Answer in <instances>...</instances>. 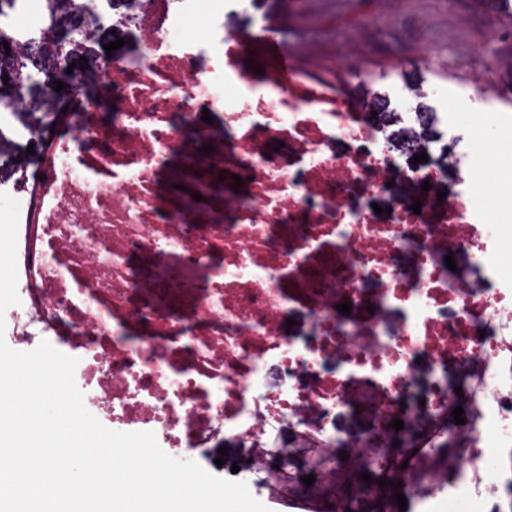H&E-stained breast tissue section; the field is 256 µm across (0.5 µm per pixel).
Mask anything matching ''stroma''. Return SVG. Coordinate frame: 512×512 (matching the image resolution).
<instances>
[{"mask_svg": "<svg viewBox=\"0 0 512 512\" xmlns=\"http://www.w3.org/2000/svg\"><path fill=\"white\" fill-rule=\"evenodd\" d=\"M302 9L321 19L311 33L314 48L303 58L309 70L319 69L328 49L322 37L331 34L337 52L371 62L349 79L351 93L364 94L382 80L393 87H423L427 103L447 112L449 136L465 134L474 147L483 194L512 214V16L488 9L485 0H256L224 19L225 28L241 40L236 65L245 67L254 56L257 13L268 12L279 40L292 42L296 30L285 20ZM481 75L486 78L481 99L457 110L444 87L466 92ZM486 109L502 120L492 137L485 129Z\"/></svg>", "mask_w": 512, "mask_h": 512, "instance_id": "1", "label": "stroma"}]
</instances>
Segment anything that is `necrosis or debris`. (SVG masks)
Masks as SVG:
<instances>
[{"label":"necrosis or debris","mask_w":512,"mask_h":512,"mask_svg":"<svg viewBox=\"0 0 512 512\" xmlns=\"http://www.w3.org/2000/svg\"><path fill=\"white\" fill-rule=\"evenodd\" d=\"M238 2L113 0L114 29L135 51H115L100 72L118 96L111 123L87 107L78 77L60 116L74 137L36 123L22 130L33 163L0 157L20 204L14 335L78 350L90 413L223 458L225 479L239 466L285 500L280 473L320 465L332 479L319 498L334 512H348L338 489L347 461L373 457L375 424L462 407L446 471L401 492L441 512H512L504 215L476 195L469 154L413 164L412 134L429 119L447 132V113L406 111L394 91L399 147L371 99L337 85L362 61L330 52L325 75L300 67L256 92L230 61L239 40L224 14ZM191 18L195 39L184 35ZM218 102L228 138L207 161L246 181L221 221L171 210L162 195L186 130L206 145L194 119ZM412 182L431 185L417 213ZM296 311L305 320L286 334ZM417 393L422 404L404 409ZM362 409L373 429L349 438Z\"/></svg>","instance_id":"4bbe7bcc"}]
</instances>
